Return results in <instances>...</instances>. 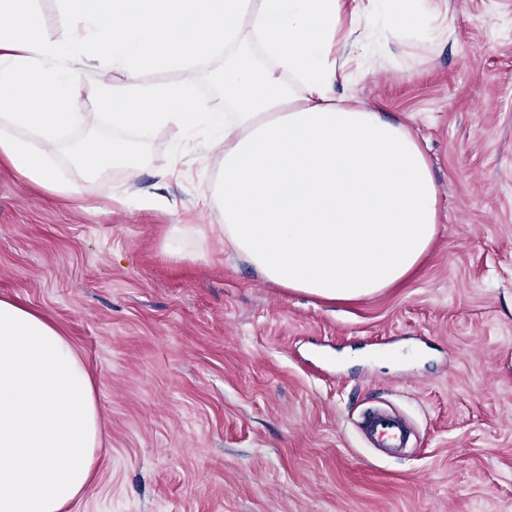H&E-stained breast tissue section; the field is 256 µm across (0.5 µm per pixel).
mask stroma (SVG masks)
<instances>
[{"label":"stroma","instance_id":"1","mask_svg":"<svg viewBox=\"0 0 512 512\" xmlns=\"http://www.w3.org/2000/svg\"><path fill=\"white\" fill-rule=\"evenodd\" d=\"M434 25L336 89L407 124L439 190L432 247L367 298L271 285L211 238L172 259L217 165L173 130L134 183L115 170L80 197L0 163V296L69 339L105 426L70 512H512V0H449ZM379 401L415 431L404 456L356 437Z\"/></svg>","mask_w":512,"mask_h":512}]
</instances>
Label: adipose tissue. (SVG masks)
<instances>
[{
    "label": "adipose tissue",
    "mask_w": 512,
    "mask_h": 512,
    "mask_svg": "<svg viewBox=\"0 0 512 512\" xmlns=\"http://www.w3.org/2000/svg\"><path fill=\"white\" fill-rule=\"evenodd\" d=\"M386 33H428L434 0H371ZM0 0V159L28 182L81 196L118 167L139 173L137 145L159 128L203 138L220 156L212 236L267 281L330 301L371 296L404 279L439 222L438 187L410 129L337 96L350 58H329L346 0ZM252 43L258 60L232 57ZM224 66L212 69L216 59ZM209 69L223 103L191 83L148 85L154 71ZM123 83H112V71ZM97 76L113 129L65 163L68 133L90 118L75 80ZM95 383L43 314L0 296V512H67L90 483L101 446Z\"/></svg>",
    "instance_id": "adipose-tissue-1"
}]
</instances>
